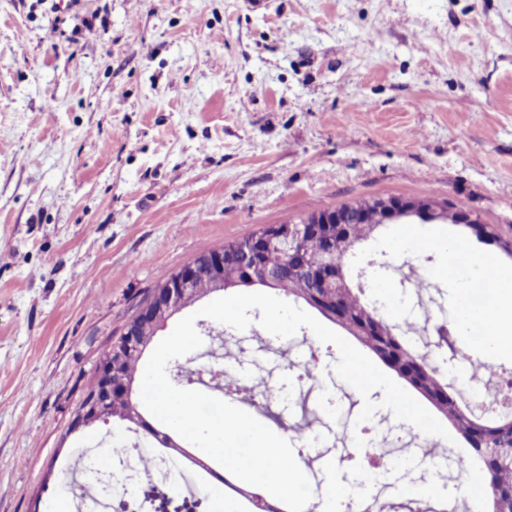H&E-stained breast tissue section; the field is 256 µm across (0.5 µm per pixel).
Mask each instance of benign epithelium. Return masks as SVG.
<instances>
[{
    "label": "benign epithelium",
    "instance_id": "7a95c632",
    "mask_svg": "<svg viewBox=\"0 0 512 512\" xmlns=\"http://www.w3.org/2000/svg\"><path fill=\"white\" fill-rule=\"evenodd\" d=\"M411 216L448 224L466 221L461 209L455 206L437 209L427 203L377 199L349 208L320 211L289 226L286 232L255 235L238 249L233 265L239 276L253 281L272 283L298 276L314 288H340L343 280L334 234H343L353 224H391ZM332 224L336 226L334 234L330 232ZM305 238L322 240L323 248L317 258L311 260L297 250V243ZM273 247L288 255V266L270 273L262 267L260 258ZM223 273L224 251L206 252L186 263L154 289L150 299L127 324L122 341L104 353L96 374L97 387L78 411L71 431L76 432L100 420L112 413L116 406L133 404V384L122 373L125 358L142 354L147 346L146 337L155 334L175 312L197 300L196 284L200 280L215 277L218 286H224Z\"/></svg>",
    "mask_w": 512,
    "mask_h": 512
}]
</instances>
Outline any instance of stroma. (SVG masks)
I'll return each instance as SVG.
<instances>
[{
	"mask_svg": "<svg viewBox=\"0 0 512 512\" xmlns=\"http://www.w3.org/2000/svg\"><path fill=\"white\" fill-rule=\"evenodd\" d=\"M58 27L56 42L46 33ZM430 198L475 227L420 222L474 243L512 271L478 227L512 241V0H0V512H51L78 484L157 512H213L169 458L118 419L71 425L112 343L158 284L197 254L260 227L364 199ZM384 231L348 258L361 296L391 289L392 318L443 322L457 288L445 255L395 252ZM195 315L202 346L171 360L231 368L251 394L209 395L291 439L313 489L350 488L362 396L335 372L337 347L309 328L243 331ZM455 370L483 387L480 358L512 373V352L453 332ZM313 378L301 372L311 358ZM379 403L382 391L371 393ZM390 453L436 435L380 405L370 421ZM123 442L128 465L109 448Z\"/></svg>",
	"mask_w": 512,
	"mask_h": 512,
	"instance_id": "1",
	"label": "stroma"
}]
</instances>
